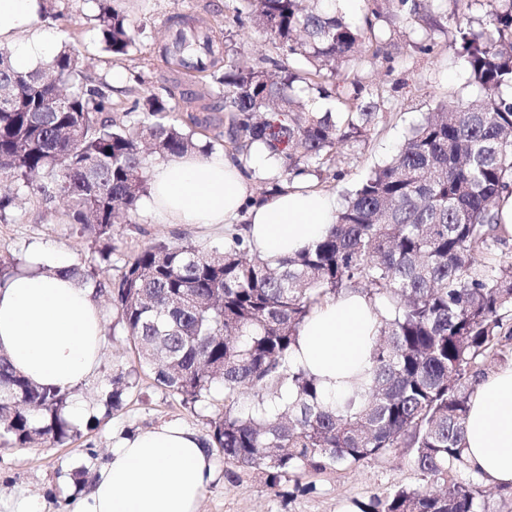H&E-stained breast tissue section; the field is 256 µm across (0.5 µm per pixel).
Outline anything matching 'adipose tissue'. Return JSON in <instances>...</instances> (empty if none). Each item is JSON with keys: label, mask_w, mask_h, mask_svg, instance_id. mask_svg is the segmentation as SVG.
I'll use <instances>...</instances> for the list:
<instances>
[{"label": "adipose tissue", "mask_w": 512, "mask_h": 512, "mask_svg": "<svg viewBox=\"0 0 512 512\" xmlns=\"http://www.w3.org/2000/svg\"><path fill=\"white\" fill-rule=\"evenodd\" d=\"M39 11L40 0H0V45L12 48L17 70L36 68L54 50L51 35L37 24ZM138 207L167 224H233L247 214V239L263 255L281 259L327 232L336 202L296 186L258 198L235 161L187 155L155 165L150 194ZM66 264L65 256L44 248L26 270L0 284V355L32 382L62 389L92 375L103 342L95 289L42 271ZM377 326V306L361 294L325 301L302 325L293 359L319 379L324 398L343 399L348 379L371 365ZM465 441L471 471L512 486V367L478 384ZM214 477L205 439L189 427L162 423L118 440L80 512H199Z\"/></svg>", "instance_id": "adipose-tissue-1"}]
</instances>
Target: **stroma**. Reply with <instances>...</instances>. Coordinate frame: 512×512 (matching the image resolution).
<instances>
[{"label":"stroma","instance_id":"obj_1","mask_svg":"<svg viewBox=\"0 0 512 512\" xmlns=\"http://www.w3.org/2000/svg\"><path fill=\"white\" fill-rule=\"evenodd\" d=\"M111 5L140 31L135 47L125 56L106 51L91 19L93 0H50L52 15L39 25L53 35L57 46L69 45L80 52L85 72L93 80L111 83L113 72L124 74V82L112 89L118 113L133 100L149 95L174 105L189 91L194 95L191 112L223 118V109L216 107L210 95L208 77L183 74L164 53L172 16H189L195 30L209 31L220 45L222 63L258 65L263 58L278 54L262 31L236 26L226 18L224 0H112ZM454 9L455 0H433L436 24L428 28L416 20L397 19L392 0H340L337 10L347 21L361 24L372 20L381 37L393 38L400 48L390 57L369 58L348 70L349 79L361 84L364 95H380L381 115L365 141L348 144L338 151L333 164L306 174L305 185L343 203L345 193L372 169L388 162L411 128L439 101L474 96L469 75L449 45V17ZM425 44L432 45L431 53L422 52ZM224 234L221 227L161 224L139 214L131 223L116 225L117 248L110 264L103 267L96 244L72 228L62 201L49 202L26 193L0 220V259L13 260L23 270L34 250L50 247L69 262L97 265L98 279L106 281L119 276L125 261L151 242L187 241L207 249L220 243ZM102 310L104 340L99 365L92 378L73 388L70 400L97 408L101 395L110 388L112 375L120 370L130 383L124 407L100 417L95 427L79 426L77 435L63 444L0 442V512H21L29 501L35 503L37 512H74L96 471L111 455L118 435L161 423H179L204 434L215 410L223 408L224 390L219 386L209 400L194 407L156 387L140 367L111 304L103 303ZM305 480L314 484L313 492L293 489L283 496L254 477L231 484L219 475L205 489L199 512H353L354 501L421 483L407 456L399 452L339 471L310 473Z\"/></svg>","mask_w":512,"mask_h":512}]
</instances>
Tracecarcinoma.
<instances>
[{"mask_svg":"<svg viewBox=\"0 0 512 512\" xmlns=\"http://www.w3.org/2000/svg\"><path fill=\"white\" fill-rule=\"evenodd\" d=\"M93 20L105 48L129 53L136 32L104 0ZM404 18L427 21L421 0H395ZM475 29L453 21L459 55L476 87L467 101H442L415 126L394 158L374 170L336 211L326 234L298 253L268 259L236 228L222 248L203 252L163 240L143 247L106 282L82 263L55 270L108 297L156 386L194 404L224 386V412L211 418L209 445L224 457V477L255 473L279 491L308 473L343 470L397 450L421 476L355 502L357 512H490L483 480L464 457V427L487 366L512 353V261L501 250L498 217L512 182V0H488ZM239 22L262 27L294 58L293 69L233 63L219 67L213 43L180 60L209 73L224 97V141L264 146L286 159L290 182L345 145L366 139L381 105L347 83L344 66L371 47L372 23L358 26L321 0H228ZM0 220L18 192L60 198L80 233L107 244L112 226L148 194L150 157L209 155L196 138L209 118L188 115L154 96L108 115L107 87L86 81L79 54L58 51L23 72L0 51ZM331 100L315 112L306 93ZM353 291L380 302L372 366L351 380L342 403L322 398L319 381L291 355L313 309ZM127 382L113 374L107 410L122 408ZM70 391L17 374L0 356V437L25 445L62 443Z\"/></svg>","mask_w":512,"mask_h":512,"instance_id":"cac0c4a2","label":"carcinoma"}]
</instances>
